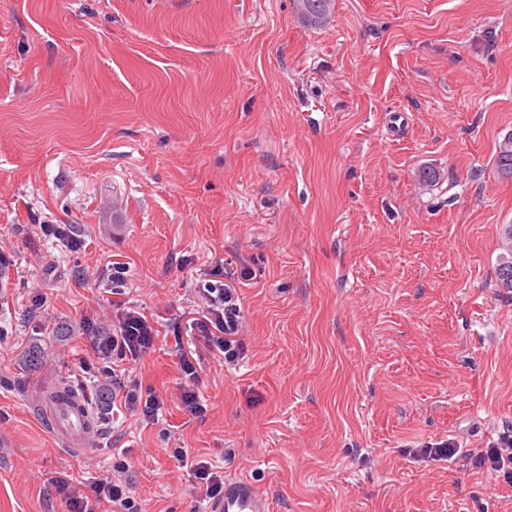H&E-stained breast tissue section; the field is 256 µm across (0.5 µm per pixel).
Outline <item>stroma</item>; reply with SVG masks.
<instances>
[{
    "mask_svg": "<svg viewBox=\"0 0 512 512\" xmlns=\"http://www.w3.org/2000/svg\"><path fill=\"white\" fill-rule=\"evenodd\" d=\"M511 134L512 0H336L317 29L293 0H0V512H67L51 477L91 494L116 448L144 512H206L175 446L271 512H512L424 454L512 431ZM207 279L240 311L231 361L194 326ZM121 305L158 335L117 375L165 405L97 400L77 452L47 393ZM502 244L510 257H503L496 269V282L501 288L512 289V224L507 225L503 232ZM112 409L114 406L119 408L122 412L130 415H139L146 421L157 420L159 411L164 406L163 399L155 394L149 393L145 401L139 396L136 388L126 389L125 386L118 387V390H111Z\"/></svg>",
    "mask_w": 512,
    "mask_h": 512,
    "instance_id": "35a3bbf8",
    "label": "stroma"
}]
</instances>
